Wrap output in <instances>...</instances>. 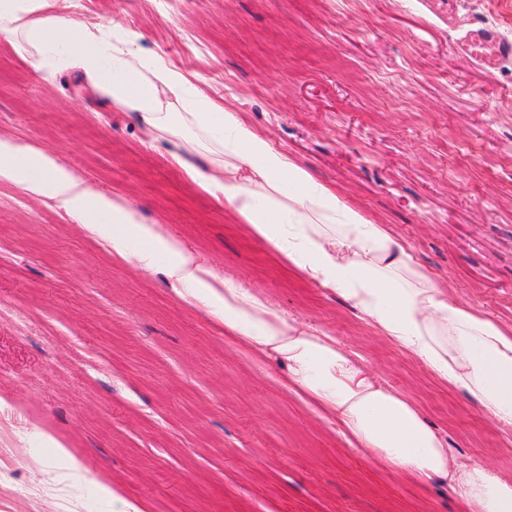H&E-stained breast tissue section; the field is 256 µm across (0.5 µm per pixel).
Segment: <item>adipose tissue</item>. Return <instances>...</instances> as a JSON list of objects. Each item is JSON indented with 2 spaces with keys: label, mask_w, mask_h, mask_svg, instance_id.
<instances>
[{
  "label": "adipose tissue",
  "mask_w": 512,
  "mask_h": 512,
  "mask_svg": "<svg viewBox=\"0 0 512 512\" xmlns=\"http://www.w3.org/2000/svg\"><path fill=\"white\" fill-rule=\"evenodd\" d=\"M44 82L80 71L89 90L134 115L157 142L184 154L211 151L187 166L202 188L294 268L335 289L436 376L477 402L499 428L512 429V330L439 288L387 229L288 159L235 112L185 74L147 53L139 35L110 20H82L71 0H0V38ZM0 181L55 199L91 232L112 227V249L150 269L165 257L171 281L203 290L224 329L279 353L292 379L333 411L355 447L418 481L453 483L468 512H512V480L476 463L451 465L448 449L403 396L381 386L347 353L309 328L273 314L233 279L223 291L182 242L141 223L130 205L87 186L46 151L0 138Z\"/></svg>",
  "instance_id": "obj_1"
}]
</instances>
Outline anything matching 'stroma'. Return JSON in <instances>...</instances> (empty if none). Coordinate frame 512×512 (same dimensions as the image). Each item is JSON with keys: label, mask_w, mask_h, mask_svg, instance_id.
<instances>
[{"label": "stroma", "mask_w": 512, "mask_h": 512, "mask_svg": "<svg viewBox=\"0 0 512 512\" xmlns=\"http://www.w3.org/2000/svg\"><path fill=\"white\" fill-rule=\"evenodd\" d=\"M315 179L460 302L512 327V0H73ZM0 137L50 151L287 320L358 357L458 459L512 479V432L309 280L146 136L0 39ZM0 512H462L353 447L280 356L224 331L166 263L141 270L48 196L0 181ZM495 42L497 44V57L488 60L481 59L484 65H493L499 59L509 58L512 55V42L510 40L498 41L490 32L484 30H477L471 34L468 46H474L477 43Z\"/></svg>", "instance_id": "35a3bbf8"}]
</instances>
